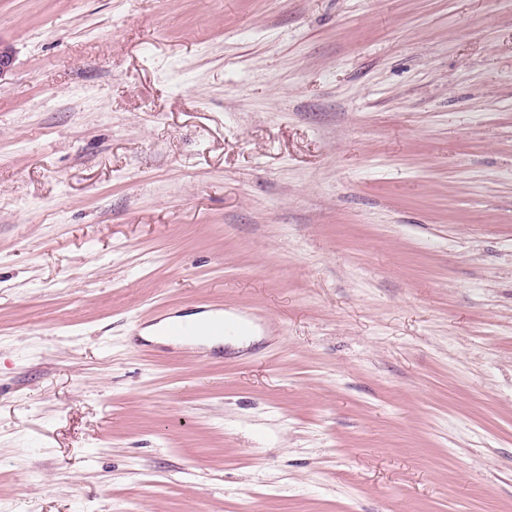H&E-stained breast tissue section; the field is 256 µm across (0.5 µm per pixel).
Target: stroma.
<instances>
[{
	"label": "stroma",
	"mask_w": 512,
	"mask_h": 512,
	"mask_svg": "<svg viewBox=\"0 0 512 512\" xmlns=\"http://www.w3.org/2000/svg\"><path fill=\"white\" fill-rule=\"evenodd\" d=\"M0 512H512V0H0ZM224 309L248 346L150 343Z\"/></svg>",
	"instance_id": "35a3bbf8"
}]
</instances>
